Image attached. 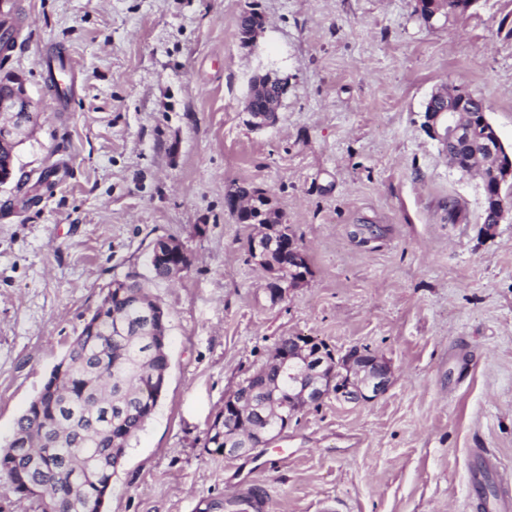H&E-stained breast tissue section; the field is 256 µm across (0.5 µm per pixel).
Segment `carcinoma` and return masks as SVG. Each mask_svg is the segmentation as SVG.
I'll return each instance as SVG.
<instances>
[{
  "mask_svg": "<svg viewBox=\"0 0 512 512\" xmlns=\"http://www.w3.org/2000/svg\"><path fill=\"white\" fill-rule=\"evenodd\" d=\"M263 16L250 12L241 16L239 35L248 44ZM15 47V18L11 10L0 12V58L7 59ZM251 108L271 112L278 100L275 84L263 76L253 77ZM476 151L467 148L459 155L461 166L490 175L492 167L480 165ZM238 224H267L277 237L295 239L282 212L271 206L260 213L230 210ZM151 279L163 281L176 276L168 263L157 262L147 253ZM121 281L122 292H107L89 322L70 343L63 358L68 365L63 376L51 370L55 393L37 394L17 419L11 439L0 448V476L20 497L27 494L15 485L18 473L42 491L41 512H98L99 489H111L112 455L126 453L130 441L154 412L158 396L154 379L167 372L169 357L156 352L149 307L157 303L145 279L128 273ZM121 322L116 331L115 322ZM267 382L259 386L253 403L243 415L224 422V411L214 417L207 435L215 452L226 448L224 435H243L257 428L274 431L288 405L291 381L268 367ZM46 455L50 464L38 468L32 455Z\"/></svg>",
  "mask_w": 512,
  "mask_h": 512,
  "instance_id": "obj_1",
  "label": "carcinoma"
}]
</instances>
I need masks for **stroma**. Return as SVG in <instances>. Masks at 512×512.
<instances>
[{
	"mask_svg": "<svg viewBox=\"0 0 512 512\" xmlns=\"http://www.w3.org/2000/svg\"><path fill=\"white\" fill-rule=\"evenodd\" d=\"M19 73L40 112L19 164L66 173L27 206L0 189V445L107 284L146 273L160 238L192 265L152 284L169 326L165 390L112 478L105 512H193L243 478L262 512H478L474 449L512 499V220L485 224L478 175L423 127L426 100L460 87L512 145V0L430 25L414 0H17ZM265 19L255 45L239 21ZM76 82L54 100L46 61ZM289 91L253 128L250 79ZM263 189L311 273L271 301L250 258L257 225L226 193ZM284 336L393 369L368 404L333 398L265 448L206 446L225 398Z\"/></svg>",
	"mask_w": 512,
	"mask_h": 512,
	"instance_id": "1",
	"label": "stroma"
}]
</instances>
